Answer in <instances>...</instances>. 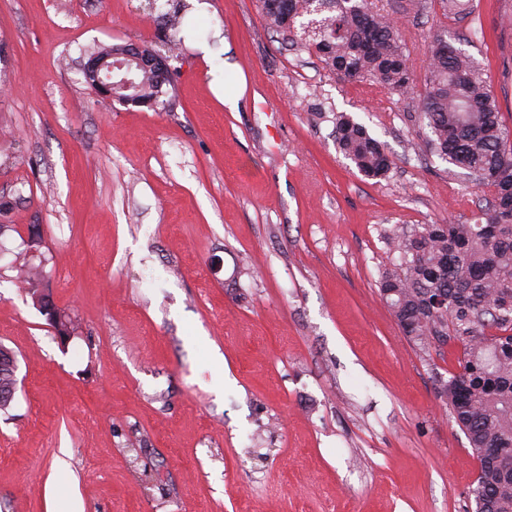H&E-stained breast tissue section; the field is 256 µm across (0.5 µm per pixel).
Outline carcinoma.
Returning <instances> with one entry per match:
<instances>
[{
    "label": "carcinoma",
    "instance_id": "carcinoma-1",
    "mask_svg": "<svg viewBox=\"0 0 512 512\" xmlns=\"http://www.w3.org/2000/svg\"><path fill=\"white\" fill-rule=\"evenodd\" d=\"M443 13L471 15L467 0H438ZM263 16L292 45L313 50L349 82L405 97L414 71L405 33L379 0H261ZM309 17L308 22L302 18ZM433 34L425 65L423 117L432 153L475 176L492 201L486 222L418 224L393 238L399 268L386 271L379 293L405 336L423 349L462 348L460 371L440 385L471 450L483 461L473 489L476 512H512V131L501 120L490 79L473 58ZM172 74L140 69L133 86L112 83V100L167 110ZM336 149L366 178H384L394 161L384 143L351 117L336 116ZM42 268L25 265L39 292ZM495 333L487 332V329ZM76 330L61 311L56 335Z\"/></svg>",
    "mask_w": 512,
    "mask_h": 512
}]
</instances>
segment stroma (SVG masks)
<instances>
[{"mask_svg": "<svg viewBox=\"0 0 512 512\" xmlns=\"http://www.w3.org/2000/svg\"><path fill=\"white\" fill-rule=\"evenodd\" d=\"M173 2L0 0V344L18 379L0 512L61 495L77 512H475L478 462L439 392L461 351L404 336L379 280L393 229L487 218L426 146L423 65L447 30L512 129V0H472L476 36L390 0L408 97L332 73L259 0H183L169 110L99 104L91 53L158 40ZM341 112L386 145L387 177L337 152ZM33 224L42 287L78 323L64 343L19 279Z\"/></svg>", "mask_w": 512, "mask_h": 512, "instance_id": "35a3bbf8", "label": "stroma"}]
</instances>
